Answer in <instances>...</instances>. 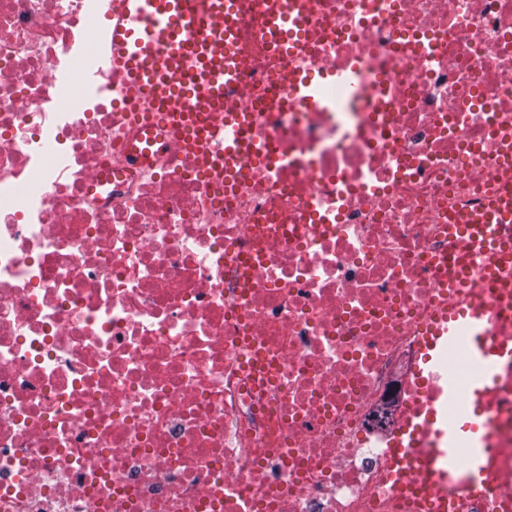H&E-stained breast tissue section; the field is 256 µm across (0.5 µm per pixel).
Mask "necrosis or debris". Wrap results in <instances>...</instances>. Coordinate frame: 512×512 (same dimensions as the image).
I'll return each instance as SVG.
<instances>
[{
    "label": "necrosis or debris",
    "mask_w": 512,
    "mask_h": 512,
    "mask_svg": "<svg viewBox=\"0 0 512 512\" xmlns=\"http://www.w3.org/2000/svg\"><path fill=\"white\" fill-rule=\"evenodd\" d=\"M238 3L229 183L123 99L114 0H0V512H414L443 351L488 416L468 512H512V362L431 333L495 301L457 226L512 183V0H312L295 56Z\"/></svg>",
    "instance_id": "necrosis-or-debris-1"
}]
</instances>
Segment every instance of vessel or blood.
<instances>
[{
	"label": "vessel or blood",
	"instance_id": "1",
	"mask_svg": "<svg viewBox=\"0 0 512 512\" xmlns=\"http://www.w3.org/2000/svg\"><path fill=\"white\" fill-rule=\"evenodd\" d=\"M235 13L236 0H119L117 23L112 28L110 63L126 75L123 94L170 113L179 129L185 130L198 164L208 170L219 162L213 148L217 134L205 124L203 115L238 108L234 98ZM308 13L306 0H275L265 10L272 42L281 50L297 52ZM191 25L202 29L203 37L191 36L187 31ZM464 221L472 243L492 255L494 296L501 302L511 300L512 281L502 278L500 270L512 262V238L501 235L512 227V194L503 193L489 210L466 215ZM484 320L477 311H449L447 338L455 340L457 329L467 330L473 361L492 365L505 349L487 342ZM487 426L485 413L475 410L469 416L467 448H459L452 435L447 447L430 449L421 458L403 451L398 459L406 473L402 494L416 512H448L457 500L454 489L460 477H467L473 486L485 482L482 458Z\"/></svg>",
	"mask_w": 512,
	"mask_h": 512
}]
</instances>
